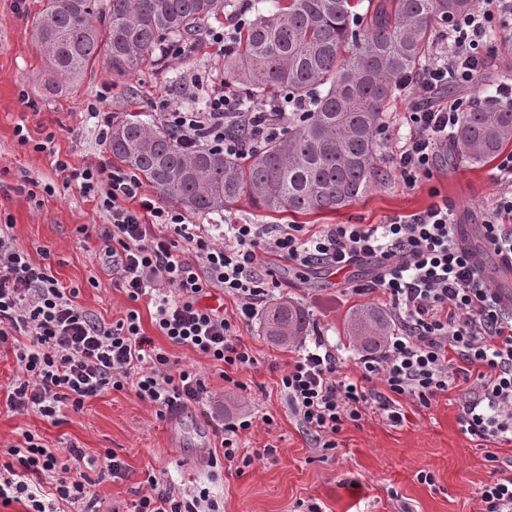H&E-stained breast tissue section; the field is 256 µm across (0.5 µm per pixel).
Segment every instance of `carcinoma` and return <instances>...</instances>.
I'll return each mask as SVG.
<instances>
[{
  "instance_id": "obj_1",
  "label": "carcinoma",
  "mask_w": 512,
  "mask_h": 512,
  "mask_svg": "<svg viewBox=\"0 0 512 512\" xmlns=\"http://www.w3.org/2000/svg\"><path fill=\"white\" fill-rule=\"evenodd\" d=\"M478 0H274L224 45V87L243 92L240 111L280 96L309 103L304 119L256 155L180 149L163 125L137 113L112 120V156L165 202L206 217L246 201L264 213L307 215L350 205L381 176L376 134L403 76L427 61L432 30L477 7ZM237 0H44L31 27L45 55L47 90L66 92L104 56L112 73L133 75L165 61L176 43L193 55L202 24ZM455 155L473 167L512 146V105L498 101L460 115ZM309 316L281 297L261 312L263 336L288 349L306 335ZM394 331L373 305L355 308L346 333L362 349H381Z\"/></svg>"
}]
</instances>
